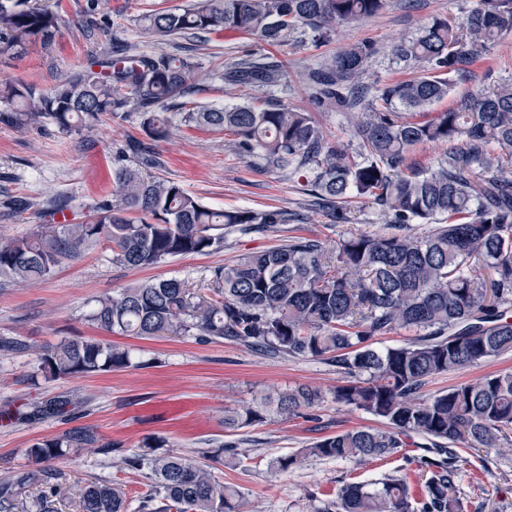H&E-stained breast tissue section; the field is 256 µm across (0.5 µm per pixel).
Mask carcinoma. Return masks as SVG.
<instances>
[{
  "mask_svg": "<svg viewBox=\"0 0 512 512\" xmlns=\"http://www.w3.org/2000/svg\"><path fill=\"white\" fill-rule=\"evenodd\" d=\"M387 0H191L174 10L151 11L138 22L156 41L196 38L224 29L255 35L269 45L326 42L344 23L378 14ZM88 29H109L107 14L92 3ZM59 17L30 0H0V56L26 44L53 41ZM512 34V0H475L462 23L435 19L419 36L397 44L396 60L412 62L422 76L391 81L377 90L381 110L351 112L361 137L351 156L331 142L307 112L265 100L201 107L188 96L203 80L190 57L147 53L128 46L94 65L64 75L53 89L4 82L0 93L17 101L13 120L23 127L48 117L67 132L95 130L99 115L132 110L153 140L170 135L166 111L186 126L233 136L243 157L290 168L303 177L315 203L343 220L339 205L357 196L390 216L382 233H352L328 247L322 240L290 236L282 244L242 256L214 271L213 295L193 301L176 279L146 281L102 296L90 320L126 336L155 338L193 332L204 341L228 340L293 358H316L344 375L333 399L381 421L317 438L277 457L275 476L310 458L366 462L392 456L416 436L438 447L441 459H424L421 495L410 474L384 477L370 486L351 482L323 512H465L459 494L461 457L454 446L499 448L512 427V372L463 381L430 396L427 380L462 371L512 352V83L433 112L454 78H465L487 48ZM377 55L363 41L308 73L318 102L351 107L353 89ZM288 80L271 57L246 58L224 69V83L271 88ZM448 145L436 164L410 162L418 144ZM92 220L41 224L28 238L0 236V275L20 283L51 277L65 260L105 245L113 260L132 269L168 259L208 254L224 245V231L269 230L288 222L285 213L205 206L172 181L124 163L112 167V187L93 207ZM425 231L410 233V225ZM407 343L378 347L394 331ZM130 356L111 345L73 336L43 358L52 378L87 376L129 367ZM321 393L309 386L276 391L243 411L224 412V428L237 430L265 419L273 404L282 416L300 417ZM121 454L131 471L148 469L149 490L140 512H241L243 493L212 473L233 445L202 453V460L162 452L125 454L101 444L88 428L33 443L34 469L0 478V512L19 509V494L38 487L35 512H57L58 472L51 462L71 449ZM77 512H128L124 485L91 481L80 490Z\"/></svg>",
  "mask_w": 512,
  "mask_h": 512,
  "instance_id": "obj_1",
  "label": "carcinoma"
}]
</instances>
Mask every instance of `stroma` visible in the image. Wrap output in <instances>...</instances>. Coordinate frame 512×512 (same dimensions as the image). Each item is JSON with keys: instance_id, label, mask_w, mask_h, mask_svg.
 Listing matches in <instances>:
<instances>
[{"instance_id": "35a3bbf8", "label": "stroma", "mask_w": 512, "mask_h": 512, "mask_svg": "<svg viewBox=\"0 0 512 512\" xmlns=\"http://www.w3.org/2000/svg\"><path fill=\"white\" fill-rule=\"evenodd\" d=\"M59 15V30L50 44L28 43L11 56H0V77L37 84L50 90L65 74L88 63L95 54L133 45L150 51L154 38L138 26L139 14L174 10L188 0H110L114 21L108 33H85L83 15L90 0H40ZM473 0H388L378 14L337 27L328 42L272 47L256 36L234 30L206 34L191 41L195 62L210 71L192 100L200 106L261 101L252 88L225 85L224 65L251 56L274 57L287 67L285 86L270 98L288 108L311 113L329 140L356 151L360 139L333 105L311 102L306 79L309 68L357 42H373L378 53L360 78L368 93L359 109H379L378 88L389 81L417 78L416 68L394 62L395 43L415 38L435 18L460 22ZM512 81V35L489 47L458 80L450 98L437 110L452 106L465 93L497 82ZM13 103L0 99V235L22 238L47 223L43 211L63 200L70 222L88 221L91 205L104 196L112 166L131 139L146 140L139 113L104 116L87 137L60 130L51 121L18 127L11 120ZM150 143L155 165L151 175L180 184L190 195L214 208L279 210L293 214L291 222L265 232L225 233L222 248L207 255H189L145 269L116 263L109 248L100 246L79 259L65 262L54 275L33 286L0 279V337L17 346L0 350V476L32 467L27 448L37 440L62 435L75 427L96 431L101 442L144 452L146 445L165 440L168 450L195 457L200 452L233 443L239 456L218 466L219 480L239 487L245 512H322L326 501L351 482L372 483L402 470L420 472L419 448L409 446L379 460H308L288 474L274 477L268 465L318 437L355 427L378 426L373 416L337 404L332 392L343 381L330 364L313 358L268 355L229 341L202 342L196 336L138 339L117 336L92 325L87 316L96 297L113 295L131 284L153 279H177L198 295L208 294L217 268L239 256L270 248L295 235L313 236L328 246L359 230L376 233L383 227L378 208L351 198L336 221L314 206L301 181L287 170L243 158L221 132L191 129L174 123L168 139ZM80 335L127 348L128 368L86 377L46 376L41 357L62 339ZM301 384L318 388L322 402L311 417L285 418L268 412L264 422L235 430L224 428L225 411L254 406L274 390ZM68 401L67 418L44 414L54 400ZM460 491L466 512H512V452L508 449H467ZM62 474L65 496L58 512H75L77 494L90 481L119 480L131 501L144 493L139 472L119 468L112 455L72 452L54 461Z\"/></svg>"}]
</instances>
